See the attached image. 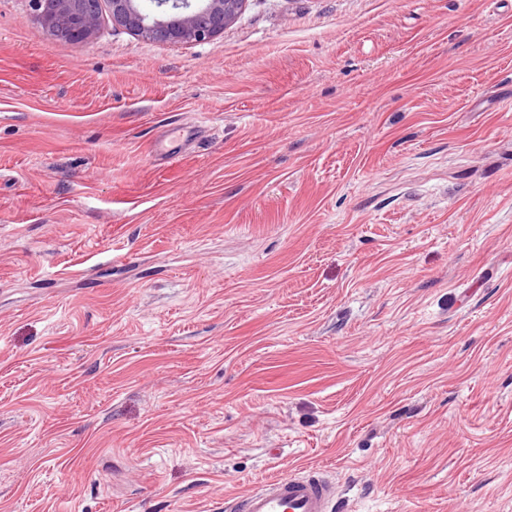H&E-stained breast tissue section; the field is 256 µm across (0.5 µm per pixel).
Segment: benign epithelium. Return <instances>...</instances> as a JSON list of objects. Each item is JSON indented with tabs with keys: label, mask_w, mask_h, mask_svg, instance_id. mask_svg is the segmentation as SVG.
I'll return each instance as SVG.
<instances>
[{
	"label": "benign epithelium",
	"mask_w": 512,
	"mask_h": 512,
	"mask_svg": "<svg viewBox=\"0 0 512 512\" xmlns=\"http://www.w3.org/2000/svg\"><path fill=\"white\" fill-rule=\"evenodd\" d=\"M37 17L59 38L81 40L91 0H33ZM112 22L158 42L205 41L224 31L242 0H108Z\"/></svg>",
	"instance_id": "1"
}]
</instances>
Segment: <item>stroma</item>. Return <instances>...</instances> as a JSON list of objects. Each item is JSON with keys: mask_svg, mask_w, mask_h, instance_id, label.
Wrapping results in <instances>:
<instances>
[{"mask_svg": "<svg viewBox=\"0 0 512 512\" xmlns=\"http://www.w3.org/2000/svg\"><path fill=\"white\" fill-rule=\"evenodd\" d=\"M195 121L184 158L149 150ZM512 512V0H0V512ZM92 0H33L37 17L59 38L81 40L89 35L85 22ZM140 2H149L142 5ZM112 22L158 42L205 41L224 31L242 0H108ZM186 14L176 17L170 13ZM200 19L201 25L194 21ZM336 484L316 470L268 481L245 495L224 499L227 512H332Z\"/></svg>", "mask_w": 512, "mask_h": 512, "instance_id": "35a3bbf8", "label": "stroma"}]
</instances>
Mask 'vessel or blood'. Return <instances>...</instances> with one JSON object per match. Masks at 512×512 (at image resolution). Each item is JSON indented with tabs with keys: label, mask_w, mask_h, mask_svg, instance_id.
I'll list each match as a JSON object with an SVG mask.
<instances>
[{
	"label": "vessel or blood",
	"mask_w": 512,
	"mask_h": 512,
	"mask_svg": "<svg viewBox=\"0 0 512 512\" xmlns=\"http://www.w3.org/2000/svg\"><path fill=\"white\" fill-rule=\"evenodd\" d=\"M186 122L167 124L163 133L168 163L180 159L179 145L184 139ZM336 485L323 473L305 470L268 481L245 495L225 500L226 512H333Z\"/></svg>",
	"instance_id": "1"
}]
</instances>
